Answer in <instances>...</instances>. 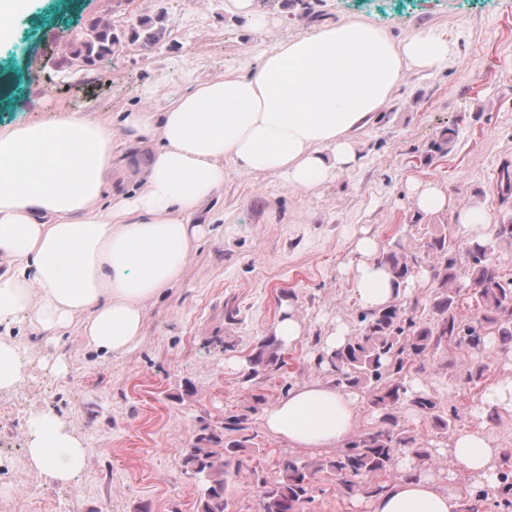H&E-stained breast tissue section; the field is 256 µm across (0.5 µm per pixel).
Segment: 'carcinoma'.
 <instances>
[{"mask_svg": "<svg viewBox=\"0 0 512 512\" xmlns=\"http://www.w3.org/2000/svg\"><path fill=\"white\" fill-rule=\"evenodd\" d=\"M108 25L95 27L75 57L89 59L92 53L112 52ZM512 245V223L499 224L481 239L457 245L443 229L430 234L427 253L431 266L434 319L415 318L401 302L362 314L360 331L348 337L345 345L331 354L320 353L316 367L327 368L338 387L365 393L369 405L380 415V425L346 443L336 456L315 462L282 461L279 476L272 482L254 479L259 489L260 512H306L313 502L310 483L313 474L324 468L336 473L342 486L373 498L385 490L380 477L393 471L403 455L424 462L433 458V449L423 446L422 436L399 425L401 406L431 419L436 433L447 436L453 428L457 409L445 410L431 395L418 392L406 381L415 360L437 358V365L448 366V346L452 345L479 361L468 370V379L480 380L491 368L484 354L496 349L512 350V280H503L493 263L502 244ZM393 278L401 283L413 272L417 259L397 252L386 255ZM474 285L473 298L481 313L479 325L466 324L457 314L464 280ZM284 363L282 345L276 336L266 337L249 359L244 374L248 382L261 373L279 370ZM248 415L243 413L205 426L186 445L184 473L202 482L198 512H226L224 498L227 481L240 476L242 457L248 451ZM241 433L237 439L229 438Z\"/></svg>", "mask_w": 512, "mask_h": 512, "instance_id": "1", "label": "carcinoma"}]
</instances>
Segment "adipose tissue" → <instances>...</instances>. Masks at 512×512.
<instances>
[{"mask_svg": "<svg viewBox=\"0 0 512 512\" xmlns=\"http://www.w3.org/2000/svg\"><path fill=\"white\" fill-rule=\"evenodd\" d=\"M450 47L433 30L395 44L377 27L330 23L259 52L242 73L225 74L174 95L162 115L133 112L121 122L162 146L146 189L122 196L103 217L94 203L116 134L87 114L0 131V392L23 381L24 363L10 331L25 318L33 333L79 321L85 343L121 357L140 340L146 302L177 283L193 239L200 202L224 183L227 160L238 171H276L308 188L353 167V130L390 97L405 65L443 67ZM344 268L364 310L396 297L379 243L354 244ZM359 398L317 381L292 387L265 414L266 429L299 449L333 448L357 422ZM27 450L37 478L68 484L87 450L50 412L35 419ZM450 453L465 471L495 487L496 453L480 432L457 435ZM459 502L430 476L400 475L370 500L368 512H458Z\"/></svg>", "mask_w": 512, "mask_h": 512, "instance_id": "obj_1", "label": "adipose tissue"}]
</instances>
